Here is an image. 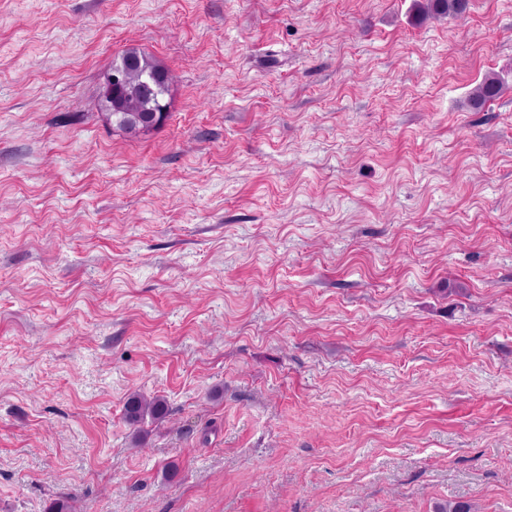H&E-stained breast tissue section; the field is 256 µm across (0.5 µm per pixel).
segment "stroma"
<instances>
[{
  "mask_svg": "<svg viewBox=\"0 0 512 512\" xmlns=\"http://www.w3.org/2000/svg\"><path fill=\"white\" fill-rule=\"evenodd\" d=\"M58 499L512 512V0H0V512ZM425 2L419 5L421 9L427 13L448 16V18H459L469 8V0H426ZM105 74L117 79L108 85L111 93H102L97 105L100 112L111 113L113 128L137 134L139 130L155 129L167 120L172 76L152 56L138 48H128L112 61ZM503 86V81L496 75H488L484 81L475 88L470 96V106L473 109H482L487 102L494 99ZM126 419L132 426L144 423L149 417L152 421H160L168 413L165 400L161 397L146 398L140 394L132 395L125 404Z\"/></svg>",
  "mask_w": 512,
  "mask_h": 512,
  "instance_id": "35a3bbf8",
  "label": "stroma"
}]
</instances>
